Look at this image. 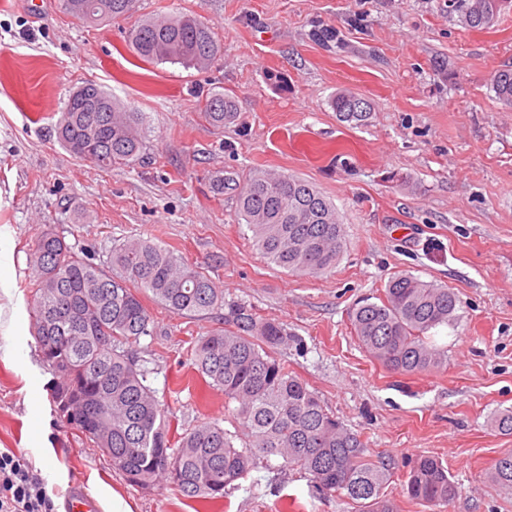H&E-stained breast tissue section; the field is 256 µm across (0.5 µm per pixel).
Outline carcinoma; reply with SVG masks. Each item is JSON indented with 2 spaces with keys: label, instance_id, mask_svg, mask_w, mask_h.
Wrapping results in <instances>:
<instances>
[{
  "label": "carcinoma",
  "instance_id": "cac0c4a2",
  "mask_svg": "<svg viewBox=\"0 0 512 512\" xmlns=\"http://www.w3.org/2000/svg\"><path fill=\"white\" fill-rule=\"evenodd\" d=\"M135 0H62L63 12L98 25L129 14ZM512 9V0H448V14L469 28L491 27ZM131 49L147 62L203 69L220 53L211 29L187 16L147 18L128 35ZM495 99L512 110V67L491 79ZM332 107L342 122L364 126L369 102L339 93ZM204 115L215 127L235 118V103L222 93L207 95ZM59 142L98 167L133 166L143 149L141 113L128 112L100 86L87 82L71 92L55 125ZM237 218L248 224L262 255L292 272L317 275L333 268L346 246L336 206L308 182L293 176L253 172L245 181L216 179ZM36 270L33 337L43 361L56 375L52 389L67 425L92 442L82 416L93 412L101 430L112 433V464L143 489L164 478L184 496L213 503L235 482L261 466L279 462L308 474L321 493H339L364 512H399L382 494L391 463L368 452L359 434L324 408L270 349L291 334L280 322L246 308L231 309V327H217L193 346V369L210 389L235 404L240 429L201 422L178 435L171 447V420L147 384L137 346L153 335V319L140 294L151 293L166 309L209 315L224 306L223 292L170 249L130 239L112 249L109 269L78 255L54 229L41 231L29 249ZM456 295L411 274L391 277L384 297L354 308L352 326L363 349L391 371L431 372L446 362L424 334L454 320ZM492 480L512 490V451L491 466ZM409 500L432 509L448 505L458 486L443 465L423 457L403 485Z\"/></svg>",
  "mask_w": 512,
  "mask_h": 512
}]
</instances>
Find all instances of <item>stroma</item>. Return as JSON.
Returning <instances> with one entry per match:
<instances>
[{"label": "stroma", "instance_id": "obj_1", "mask_svg": "<svg viewBox=\"0 0 512 512\" xmlns=\"http://www.w3.org/2000/svg\"><path fill=\"white\" fill-rule=\"evenodd\" d=\"M170 15L207 24L218 60L188 69L129 49L140 19ZM507 66L512 12L474 31L449 16L448 0H137L129 16L95 27L60 0H0V448L24 453L59 506L78 487L98 512H112L116 496L133 512L359 509L292 469L252 471L208 506L164 481L149 490L127 482L60 419L32 337L28 248L52 224L76 248L94 246L99 265L115 244L151 240L201 266L225 303L282 322L297 340L277 359L371 451L393 458L383 492L400 512H431L402 492L424 456L458 486L441 512H512V491L489 476L512 450V435L492 425L512 409V112L490 88ZM85 81L142 114L139 164L102 169L57 141L68 94ZM211 91L235 100V122L203 118ZM341 91L368 100L367 125L337 119L331 101ZM256 170L300 177L333 202L347 240L335 268L292 273L253 247L212 183ZM401 273L458 299L456 320L427 335L447 356L428 373L386 369L351 325L354 304L377 300ZM143 303L155 332L140 357L168 415L233 428L223 393L192 369L191 343L218 327L217 315Z\"/></svg>", "mask_w": 512, "mask_h": 512}]
</instances>
